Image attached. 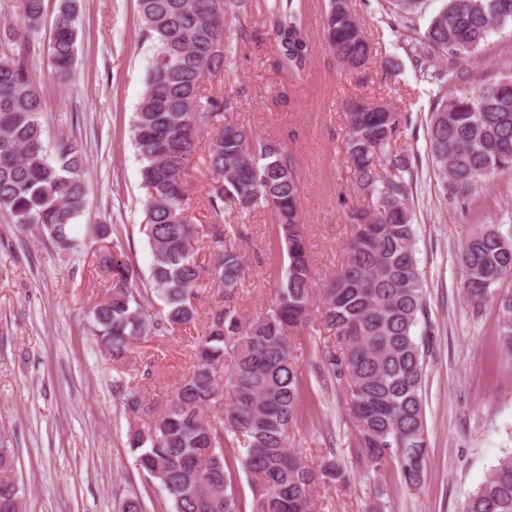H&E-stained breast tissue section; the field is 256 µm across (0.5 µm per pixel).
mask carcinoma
<instances>
[{"label": "carcinoma", "instance_id": "carcinoma-1", "mask_svg": "<svg viewBox=\"0 0 512 512\" xmlns=\"http://www.w3.org/2000/svg\"><path fill=\"white\" fill-rule=\"evenodd\" d=\"M217 2L137 0L151 60L133 140L147 190L140 231L152 263L142 277L125 262L122 237L110 238L105 225L93 229V255L108 274V288L105 300L88 311V329L120 373L112 387L136 417L142 399L122 376L133 344L195 323L193 302L219 289L223 304L196 339L192 371L152 422L129 428V447L140 452L141 468L171 501L172 512H312L316 485L343 484L346 475L330 458L313 467L289 448L303 399V371L291 346L295 332L308 326L311 302L299 175L281 142L229 121L232 103L205 87L211 77L224 84L236 60L237 46L224 39ZM390 3L407 19L422 0ZM226 6L237 17L257 16L271 32L277 69L296 76L307 71L311 47L302 0H228ZM78 7L79 0H59L51 29L47 61L60 80L70 76L75 58ZM44 16L45 0H20V23L0 27L1 41L23 44L21 52L0 57V210L70 252L78 247L71 231L89 192L78 141L61 137L51 146L44 139L30 64L40 50L36 35ZM508 23L512 0H446L410 47L421 77L443 85L446 74L434 67L436 59L470 55ZM323 33L342 65L357 69L369 61L373 45L344 0H327ZM216 39L223 41L218 53L212 52ZM436 101L428 150L445 175L447 193L463 197L495 172L512 170V78L451 98L438 94ZM372 106L347 105L344 148L367 205L352 212L347 260L325 288L317 332L331 343L315 354L313 368L320 381L347 391L354 448L365 464L379 469L393 462L404 482L417 487L428 444L426 350L415 334L424 293L412 224L414 169L409 154L393 147L407 118ZM205 134L209 142L203 146ZM197 159L213 181L205 209L216 252L208 265L191 245L199 220L186 203V176ZM226 207L270 211L285 245L284 275L272 303L250 320L237 307L246 270L235 244L241 231L224 223ZM461 264L462 290L478 307L512 277V234L482 227L465 242ZM500 310L503 345L512 352V295L500 299ZM227 357L232 365L226 371ZM237 463L252 489L261 490L250 509ZM12 466L11 449L0 448V512H22V488L7 476ZM462 512H512V453L489 471Z\"/></svg>", "mask_w": 512, "mask_h": 512}]
</instances>
